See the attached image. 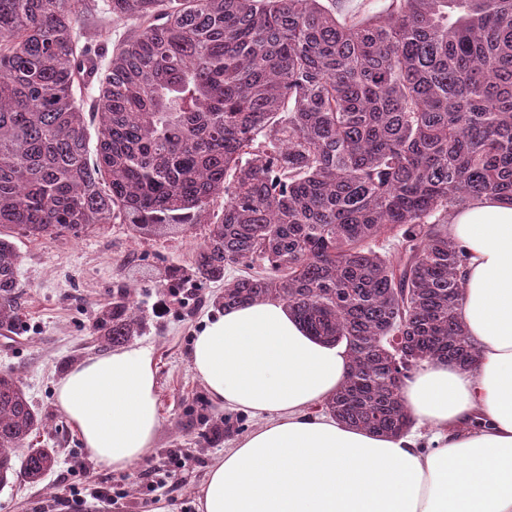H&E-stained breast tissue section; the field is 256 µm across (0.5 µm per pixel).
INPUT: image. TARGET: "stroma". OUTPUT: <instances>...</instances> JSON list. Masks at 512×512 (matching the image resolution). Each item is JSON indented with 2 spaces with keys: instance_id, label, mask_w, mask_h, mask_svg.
Listing matches in <instances>:
<instances>
[{
  "instance_id": "1",
  "label": "stroma",
  "mask_w": 512,
  "mask_h": 512,
  "mask_svg": "<svg viewBox=\"0 0 512 512\" xmlns=\"http://www.w3.org/2000/svg\"><path fill=\"white\" fill-rule=\"evenodd\" d=\"M205 229L134 237L128 225L106 224L79 237L18 239L22 318L0 329V370L20 376L45 429L33 434L36 448H51L58 464L36 486L20 480L0 485V512H198L196 490L210 466L236 439L253 430L250 414L223 410L209 399L189 362L191 340L202 322L220 310L223 283L188 280L179 291L165 288L166 266L191 268ZM131 286L143 321L135 347L151 350L156 367L161 427L152 455L117 473L91 461L55 400L57 382L74 365L100 354L95 313L119 287ZM169 313L156 311L160 302ZM231 423L209 436L219 420ZM112 490L111 500L97 495Z\"/></svg>"
}]
</instances>
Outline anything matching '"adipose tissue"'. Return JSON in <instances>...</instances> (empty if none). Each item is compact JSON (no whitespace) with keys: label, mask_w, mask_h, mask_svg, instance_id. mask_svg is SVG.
<instances>
[{"label":"adipose tissue","mask_w":512,"mask_h":512,"mask_svg":"<svg viewBox=\"0 0 512 512\" xmlns=\"http://www.w3.org/2000/svg\"><path fill=\"white\" fill-rule=\"evenodd\" d=\"M467 252L459 315L476 365L424 361L401 386L397 435L319 414L349 371L345 345L310 336L287 306L227 308L195 332L190 364L213 404L258 417L197 490L199 512H512V201L482 196L448 219ZM56 403L91 460L127 471L160 429L150 349L84 359Z\"/></svg>","instance_id":"adipose-tissue-1"}]
</instances>
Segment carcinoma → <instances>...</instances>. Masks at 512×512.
Segmentation results:
<instances>
[{
	"label": "carcinoma",
	"mask_w": 512,
	"mask_h": 512,
	"mask_svg": "<svg viewBox=\"0 0 512 512\" xmlns=\"http://www.w3.org/2000/svg\"><path fill=\"white\" fill-rule=\"evenodd\" d=\"M91 10L134 30L88 103L84 65L106 52L81 38ZM483 195L512 199V0H389L364 17L343 0H0V328L19 322L13 234L186 232L221 199L192 277L224 282L226 308L279 299L345 343L326 411L397 434L420 362L477 361L447 224ZM390 235L395 251L372 248ZM141 329L129 289L97 312L103 348ZM42 426L1 371L0 484L54 469L52 448L15 454Z\"/></svg>",
	"instance_id": "cac0c4a2"
}]
</instances>
